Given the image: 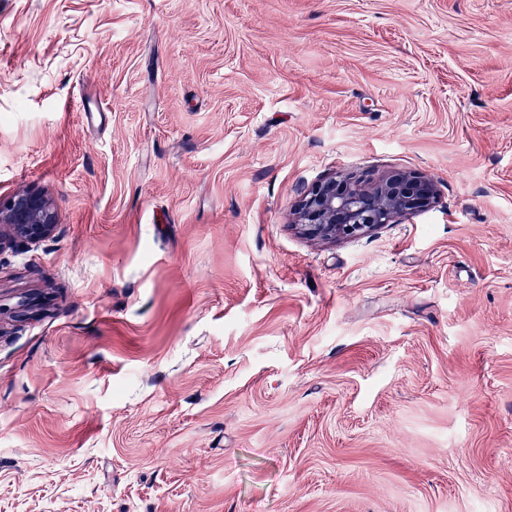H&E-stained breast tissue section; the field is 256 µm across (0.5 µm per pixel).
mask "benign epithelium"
Returning <instances> with one entry per match:
<instances>
[{
    "mask_svg": "<svg viewBox=\"0 0 512 512\" xmlns=\"http://www.w3.org/2000/svg\"><path fill=\"white\" fill-rule=\"evenodd\" d=\"M436 200L434 181L411 172H390L367 187L332 177L304 194L295 209V223L307 237L336 242L427 210ZM57 228L53 205L43 194L23 191L0 197V251L6 243H39Z\"/></svg>",
    "mask_w": 512,
    "mask_h": 512,
    "instance_id": "obj_1",
    "label": "benign epithelium"
}]
</instances>
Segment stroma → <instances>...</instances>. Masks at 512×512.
Segmentation results:
<instances>
[{"label":"stroma","instance_id":"1","mask_svg":"<svg viewBox=\"0 0 512 512\" xmlns=\"http://www.w3.org/2000/svg\"><path fill=\"white\" fill-rule=\"evenodd\" d=\"M434 180L322 242L315 184ZM0 512H512V0H0ZM58 224L51 201L39 192L0 197V253L3 245L29 247L55 234Z\"/></svg>","mask_w":512,"mask_h":512}]
</instances>
